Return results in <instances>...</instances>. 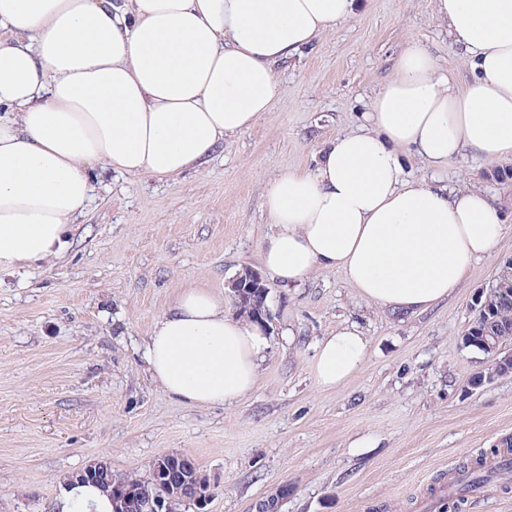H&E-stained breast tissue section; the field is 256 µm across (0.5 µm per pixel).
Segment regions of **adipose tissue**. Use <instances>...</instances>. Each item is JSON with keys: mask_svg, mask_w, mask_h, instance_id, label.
Masks as SVG:
<instances>
[{"mask_svg": "<svg viewBox=\"0 0 512 512\" xmlns=\"http://www.w3.org/2000/svg\"><path fill=\"white\" fill-rule=\"evenodd\" d=\"M363 0H0V269L52 263L89 200L93 173L174 178L260 120L279 95L276 65L354 17ZM472 76L415 42L361 126L325 142L308 171L280 170L263 208L274 232L267 276L304 286L319 269L402 314L445 300L488 257L504 225L492 197L440 178L471 151L512 161V0H436ZM269 339L207 288L181 291L145 340L153 382L190 405L231 406L253 390ZM345 324L314 347L316 385L365 361ZM112 497L70 484L55 512H113Z\"/></svg>", "mask_w": 512, "mask_h": 512, "instance_id": "adipose-tissue-1", "label": "adipose tissue"}]
</instances>
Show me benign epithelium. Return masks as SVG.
<instances>
[{"label":"benign epithelium","instance_id":"obj_1","mask_svg":"<svg viewBox=\"0 0 512 512\" xmlns=\"http://www.w3.org/2000/svg\"><path fill=\"white\" fill-rule=\"evenodd\" d=\"M491 287L497 288L505 294L512 290V257L503 260L494 276ZM234 304H239L247 297L255 294H264L267 291L261 276L247 270L228 282ZM465 336H479L485 351L491 358L490 371L477 376L472 385L479 386L490 382L499 376L512 373V348L499 341L497 335L486 330L484 332L476 327H470ZM155 476L165 488V492L147 500L148 512H173L172 502L185 485L190 484L195 490L193 501L202 506L210 498V485L198 471L195 460L183 454H168L159 457L155 465ZM93 475L100 485L108 486L112 483L111 462L100 460L85 469L75 473V478L83 475ZM288 495V486L283 485L278 492L270 497L261 499L255 504V512H275L273 504Z\"/></svg>","mask_w":512,"mask_h":512}]
</instances>
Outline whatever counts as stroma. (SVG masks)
I'll return each instance as SVG.
<instances>
[{
	"label": "stroma",
	"instance_id": "obj_1",
	"mask_svg": "<svg viewBox=\"0 0 512 512\" xmlns=\"http://www.w3.org/2000/svg\"><path fill=\"white\" fill-rule=\"evenodd\" d=\"M410 39L458 85L468 82L434 0H367L277 64L280 96L201 171L99 176L62 257L0 270V512H54L87 465L107 459L144 478L166 454L191 456L209 480L202 512H254L283 486L279 512H425L439 478L512 438V374L471 386L489 359L461 341L475 295L512 257V164L470 153L442 175L495 195L507 228L448 299L400 315L362 301L339 271H317L300 288L270 284V348L253 392L230 407L170 398L143 358L179 291L222 293L244 269L261 271L268 181L309 169L325 140L355 129ZM346 323L366 336L367 358L345 383L320 390L314 346ZM463 512H512V472Z\"/></svg>",
	"mask_w": 512,
	"mask_h": 512
}]
</instances>
